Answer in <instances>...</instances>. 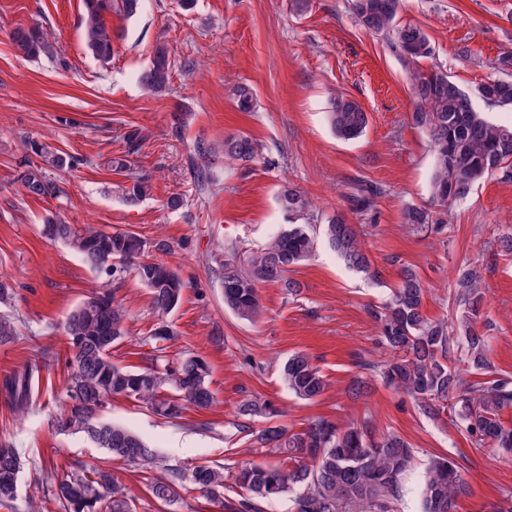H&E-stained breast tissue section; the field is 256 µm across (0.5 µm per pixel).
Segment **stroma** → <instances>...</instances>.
<instances>
[{
	"label": "stroma",
	"instance_id": "1",
	"mask_svg": "<svg viewBox=\"0 0 512 512\" xmlns=\"http://www.w3.org/2000/svg\"><path fill=\"white\" fill-rule=\"evenodd\" d=\"M82 16V0H0V277L13 285L0 313L12 315L19 331L14 342L0 345V378L43 352L54 357L28 413L17 416L0 403V442L17 448L24 463L16 512H26L31 500L40 502V512H58L42 484L65 478L78 463L110 465L137 512H219L196 491L162 505L149 494L145 475L110 460L81 435L53 427L67 377L64 322L103 280L75 252L44 235L45 224L58 218L133 231L147 240L163 237L174 246L169 261L187 286L170 317L177 333L170 355L208 362L214 402L173 423L120 396L104 414L142 436L164 467L186 471L209 463L232 471L265 460L256 441L262 418H252L243 431L237 414L242 400L260 396L283 408L280 422L293 432L318 416L344 424L367 420L376 434L405 439L418 463L443 454L455 459L469 486L457 512H487L512 495V453L476 446L448 416L428 419L410 398L382 384L365 400L346 395L362 373L361 362L390 356L369 309L389 298L405 266L427 288L424 312L432 319L456 315V269L480 272L490 358L497 376L512 379V253L499 247L501 235L512 230V179L497 173L476 183L449 208L441 234L408 232L405 209L429 203L432 155L425 132L409 119L413 107L402 62L358 24L350 0H308L301 14L293 0H194L189 9L182 0H145L137 16L110 18L123 38L105 64L84 44ZM399 20L421 26L432 40L434 55L422 69H442L469 92L502 76L499 60L512 52V0H401ZM36 24L55 53L31 61L18 55L8 33ZM159 42L169 49L172 78L167 92L154 94L137 76ZM240 85L253 93L252 111L236 106ZM338 94L356 99L368 114L359 139L337 138L326 119ZM176 112L184 118L177 136L170 123ZM135 128L145 139L131 154L123 134ZM234 132L260 142L263 161L248 170L226 167L217 148ZM27 137L78 160L65 171L48 169L58 187L54 197L30 196L18 179ZM200 142L213 150L199 161L209 173L202 183L189 164ZM121 156L129 171L113 169V158ZM136 177L148 178L152 191L130 206L123 193ZM355 179L382 190L372 211L350 217L364 226L380 280L347 269L322 246L296 269L299 295L264 285L262 313L251 323L225 309L215 259L231 245L259 247L280 230L277 195L283 186L307 194L323 219L346 211L343 194ZM173 196L183 200L179 209L167 206ZM117 295L127 302L130 318L112 359L145 367L138 341L153 324L150 294L129 276ZM298 351L313 358L329 383L317 401L296 399L281 382V363Z\"/></svg>",
	"mask_w": 512,
	"mask_h": 512
}]
</instances>
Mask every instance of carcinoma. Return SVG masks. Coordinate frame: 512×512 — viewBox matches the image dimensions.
Here are the masks:
<instances>
[{
    "label": "carcinoma",
    "instance_id": "obj_1",
    "mask_svg": "<svg viewBox=\"0 0 512 512\" xmlns=\"http://www.w3.org/2000/svg\"><path fill=\"white\" fill-rule=\"evenodd\" d=\"M83 41L98 60L108 62L114 53L112 28L107 17L113 13L135 16L141 0H83ZM400 0H352L359 23L371 34L384 38L408 69L413 91L411 121L422 129L434 155L431 180L432 203L442 212L448 204L466 197L472 186L496 171L512 174V124L491 122L475 109L471 95L443 71L422 72L417 63L433 53L424 29L397 22ZM16 51L29 59L53 54V45L38 27H19L10 33ZM140 83L153 92H164L171 83V61L165 43L154 49L151 65L139 75ZM489 106L512 108V79H489L477 88ZM328 122L336 136L357 139L368 126V115L354 99L339 96L331 103ZM26 150L40 157L43 165L24 164L18 175L26 193L53 197L57 187L45 167H71L74 157L50 152L30 139ZM261 156V146L244 134L224 136V162L252 163ZM147 193V181L136 178L125 188L124 199L136 205ZM378 188L365 181L350 186L346 200L350 211L372 210ZM288 223L260 249L227 248L217 260L224 307L238 318L255 320L261 312L260 288L276 283L286 294H298L301 284L291 277L295 268L323 243L351 270L372 278L380 277L362 243V231L343 215L314 223L309 199L288 186L279 195ZM434 212L409 208L404 223L411 232L427 236L440 233L443 220ZM49 237L68 245L91 270L119 283L131 275L149 290L154 322L149 334L140 338L148 365L125 366L112 360V347L127 335L128 310L103 284L89 300L99 301L92 311L76 306L67 316L69 373L61 411L53 419L61 433H82L113 459L153 471V450L127 427L101 420L112 398L122 396L150 408L164 419L183 418L189 407L204 410L213 403L210 368L205 359L186 355L176 359L168 352L176 340L170 321L186 284L165 257L172 245L163 237L146 241L132 231L106 232L94 224L49 223ZM458 315L453 324L431 320L423 313L426 288L411 267L400 271L392 295L371 317L380 328L383 342L392 351L380 367L384 384L409 396L418 410L436 419L448 412L454 425L479 446L512 452V427L500 419L512 407V380L496 378L466 383L455 363L472 375L492 373L486 334V291L474 268L461 267L455 279ZM51 365L47 356L23 365L0 381V398L13 412L25 415L31 406L35 381ZM281 379L295 397L319 399L328 389L321 369L304 352L290 355L280 369ZM242 418L260 416L266 426L257 442L286 455L280 462H246L224 472L219 465H198L191 473L156 475L148 484L152 496L169 505L182 499L181 491L192 489L219 505L222 512H262L259 503L292 496V512H398L415 451L395 433L380 437L369 422L341 426L324 417H314L299 432L278 423L279 410L261 399H246L239 407ZM22 466L16 448L0 444V508L14 512L17 494L11 492ZM468 491L460 466L441 455L429 459L414 492L421 512H456L459 498ZM46 496L64 512H136L135 501L125 485L104 466L77 465L67 478L46 485Z\"/></svg>",
    "mask_w": 512,
    "mask_h": 512
}]
</instances>
